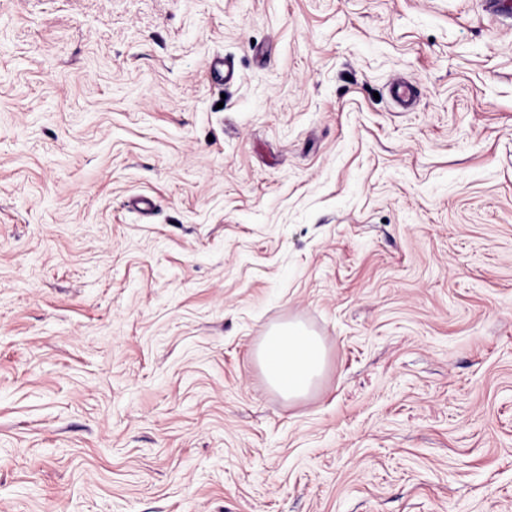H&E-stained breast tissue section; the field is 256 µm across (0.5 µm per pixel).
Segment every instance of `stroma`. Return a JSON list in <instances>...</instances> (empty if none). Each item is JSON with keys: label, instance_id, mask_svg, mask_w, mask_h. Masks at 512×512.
I'll return each instance as SVG.
<instances>
[{"label": "stroma", "instance_id": "1", "mask_svg": "<svg viewBox=\"0 0 512 512\" xmlns=\"http://www.w3.org/2000/svg\"><path fill=\"white\" fill-rule=\"evenodd\" d=\"M0 512H512V22L0 0ZM256 358L272 389L288 399L305 397L327 366L323 341L298 322L271 328L263 336Z\"/></svg>", "mask_w": 512, "mask_h": 512}]
</instances>
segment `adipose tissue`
I'll use <instances>...</instances> for the list:
<instances>
[{
    "label": "adipose tissue",
    "mask_w": 512,
    "mask_h": 512,
    "mask_svg": "<svg viewBox=\"0 0 512 512\" xmlns=\"http://www.w3.org/2000/svg\"><path fill=\"white\" fill-rule=\"evenodd\" d=\"M256 358L272 389L288 399L305 397L327 366L321 338L298 322L271 328L263 336Z\"/></svg>",
    "instance_id": "ef3b65f1"
}]
</instances>
